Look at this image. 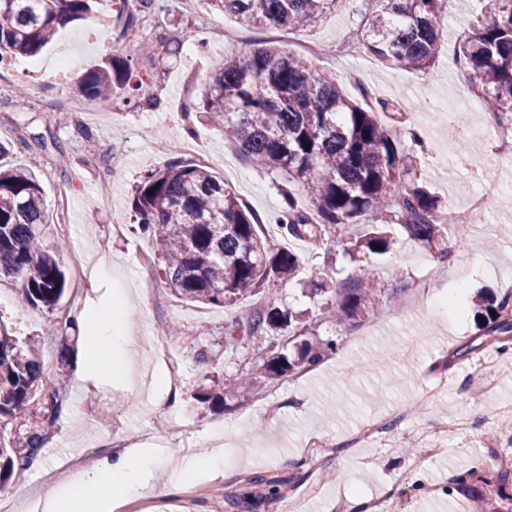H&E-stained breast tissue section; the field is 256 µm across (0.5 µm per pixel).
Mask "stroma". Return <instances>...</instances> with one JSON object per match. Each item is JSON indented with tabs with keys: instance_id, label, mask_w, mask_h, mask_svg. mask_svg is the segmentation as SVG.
<instances>
[{
	"instance_id": "stroma-1",
	"label": "stroma",
	"mask_w": 512,
	"mask_h": 512,
	"mask_svg": "<svg viewBox=\"0 0 512 512\" xmlns=\"http://www.w3.org/2000/svg\"><path fill=\"white\" fill-rule=\"evenodd\" d=\"M364 0H341L325 22L300 30L267 25L246 29L235 16L198 7L195 0H152L150 14L156 36L132 55L136 78L151 85L155 107L117 102L100 121L98 101L75 93L78 76L115 54L122 44L117 0H102L95 25L75 23L58 31L37 58L16 56L0 67V141L27 140L22 148L0 157L7 166L36 173L54 224L65 234L58 244L66 293L59 310L98 312L116 294H126L136 323L128 351L135 375H167L168 361L179 363L181 380L168 393L155 386L130 389L118 378L89 377L80 353L59 384L66 404L47 445L46 462L29 469L24 479L0 488V512H16V502L44 495L45 479L60 457L85 458L91 446L121 451L157 441L162 460L156 472L164 499L176 512H271L270 490L292 493L299 512H335L337 498L387 496L392 512H512V476L501 479L490 462L493 453L512 452V425L490 433L476 426L471 438L448 441L445 454L425 468L414 462L424 449L431 420H452L468 412L469 388L494 382L488 407L512 405V351L492 346L478 322L474 301L479 295H512V158L499 142L486 136L471 139L468 130L487 111L471 91L464 73L452 62L457 35L481 12L476 0H451L444 19L438 63L428 72L386 67L357 53L339 57L333 50L345 36L360 32ZM269 42L296 55L311 43L323 54L311 57L319 70L335 74L347 94L362 107L386 99L398 104L404 118L401 139L420 129L435 144L420 155L423 178L449 211L468 215L469 202L482 179L494 177L502 191L484 228H470L464 246H456L455 225H447L449 265L432 263V252L409 240L391 225L394 244L383 255L357 252L347 236H336L331 253L304 241H289L303 258L297 277L246 293L238 301L214 307L175 297L164 283L162 263L151 240L130 230L131 202L147 171L164 167L173 155L156 143L163 133L184 143L185 126L203 152L220 154L238 176L236 194L257 216L260 236L277 235L274 221L288 180L256 168L222 129L199 114L208 76L224 61L225 51ZM456 113H449V101ZM152 262L144 266L141 256ZM372 267L384 285L385 307L336 325L323 314L339 291L350 287L359 269ZM319 278L327 293L311 295L307 284ZM417 278L438 285L449 308L422 304L405 309L408 285ZM21 282L0 280V318L23 336L39 339L45 373L58 371L54 315L21 306ZM292 309L311 336L337 342L335 354L309 371L280 379H258L254 389L223 404L194 400L213 377L229 379L250 370L256 361L247 335L254 312ZM394 317L384 318L385 309ZM180 325L194 335L191 350L156 335L157 326ZM205 347L208 363H198L194 348ZM447 388H440V381ZM436 386L434 404L410 413L407 424L384 440L362 448H344L310 469L300 448L305 436L320 432L341 439L394 404H411L418 391ZM163 412L166 433H150L151 418ZM192 432L196 447L181 442ZM225 451L220 472L170 483L172 471L210 453Z\"/></svg>"
}]
</instances>
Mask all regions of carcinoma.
I'll return each mask as SVG.
<instances>
[{"label": "carcinoma", "instance_id": "obj_1", "mask_svg": "<svg viewBox=\"0 0 512 512\" xmlns=\"http://www.w3.org/2000/svg\"><path fill=\"white\" fill-rule=\"evenodd\" d=\"M101 0H0V62L33 57L58 29L98 18ZM124 28L151 8V0H119ZM206 7L234 14L244 27L306 28L324 19L338 0H203ZM359 48L383 65L425 70L435 65L443 37L447 0H369ZM479 19L459 43L454 62L489 111L512 120V0H483ZM131 56H112L76 82L82 95L109 110L131 93L136 105H153L151 87L131 82ZM379 109H365L306 59L271 47L224 53L201 98V113L224 131L261 169L297 184L277 216L282 234L325 248L338 234L355 230V248L382 253L392 241L378 225L396 202L409 239L428 248L443 241L445 227L434 222L442 202L422 182L416 155L400 132L384 124ZM153 193H148V190ZM134 230L154 242L172 292L190 302L222 307L247 290L293 276L300 256L257 232L253 213L210 170L179 158L147 172L132 201ZM373 223H367V220ZM52 218L40 178L23 167L0 168V278L22 281L21 302L52 313L65 292V275L47 245ZM382 302L374 271L363 268L357 287L348 288L326 311L336 321L352 319ZM490 332L508 333L509 300L477 303ZM290 310H262L247 333L257 341V364L268 378L309 370L336 351V341H301L287 354L281 330L292 325ZM64 344L59 372L69 364L68 342L78 339L72 316L56 320ZM254 373L217 383L195 399L222 403L249 389ZM61 406L58 388L43 376L38 343L9 332L0 319V485L17 480L37 460L54 431Z\"/></svg>", "mask_w": 512, "mask_h": 512}]
</instances>
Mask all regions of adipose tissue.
I'll return each mask as SVG.
<instances>
[{
  "mask_svg": "<svg viewBox=\"0 0 512 512\" xmlns=\"http://www.w3.org/2000/svg\"><path fill=\"white\" fill-rule=\"evenodd\" d=\"M77 322L87 330L83 350L87 371L128 378L131 327L125 301L94 316L78 314ZM159 464L158 455L140 448L106 455L92 471L73 473L50 489L41 502L43 512H113L118 498L151 487Z\"/></svg>",
  "mask_w": 512,
  "mask_h": 512,
  "instance_id": "adipose-tissue-1",
  "label": "adipose tissue"
}]
</instances>
